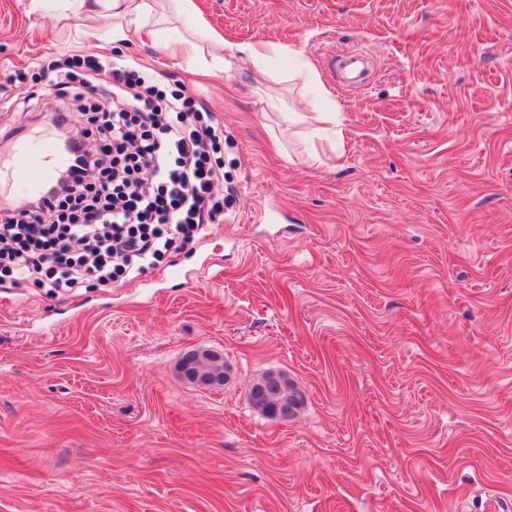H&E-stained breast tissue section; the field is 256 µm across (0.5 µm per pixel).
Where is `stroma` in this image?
Returning a JSON list of instances; mask_svg holds the SVG:
<instances>
[{
  "mask_svg": "<svg viewBox=\"0 0 512 512\" xmlns=\"http://www.w3.org/2000/svg\"><path fill=\"white\" fill-rule=\"evenodd\" d=\"M195 2L274 52L206 75L205 38L155 0L156 39L92 53L195 87L230 204L138 277L0 283V512L512 510V0ZM78 23L0 0V84L54 110L14 66L84 50ZM304 65L327 94L299 115ZM193 349L223 388L184 380ZM270 370L296 415L251 406ZM186 372L188 376L193 375L194 379L197 378L201 382L224 378L228 375L224 360L210 350H203L198 358L191 359L187 364Z\"/></svg>",
  "mask_w": 512,
  "mask_h": 512,
  "instance_id": "1",
  "label": "stroma"
}]
</instances>
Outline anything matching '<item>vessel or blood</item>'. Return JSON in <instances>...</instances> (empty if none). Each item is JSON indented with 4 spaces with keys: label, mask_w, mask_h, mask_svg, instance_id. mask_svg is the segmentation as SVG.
Masks as SVG:
<instances>
[{
    "label": "vessel or blood",
    "mask_w": 512,
    "mask_h": 512,
    "mask_svg": "<svg viewBox=\"0 0 512 512\" xmlns=\"http://www.w3.org/2000/svg\"><path fill=\"white\" fill-rule=\"evenodd\" d=\"M66 148L45 134L18 141L10 157L0 156V204L18 196L34 197L67 167Z\"/></svg>",
    "instance_id": "1"
}]
</instances>
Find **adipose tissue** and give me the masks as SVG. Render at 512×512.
<instances>
[{
    "label": "adipose tissue",
    "instance_id": "ef3b65f1",
    "mask_svg": "<svg viewBox=\"0 0 512 512\" xmlns=\"http://www.w3.org/2000/svg\"><path fill=\"white\" fill-rule=\"evenodd\" d=\"M63 7L85 14L91 19L90 24L80 28L81 39L94 45L106 37L105 20L132 18L136 29L149 26V18L153 13L151 0H60Z\"/></svg>",
    "mask_w": 512,
    "mask_h": 512
}]
</instances>
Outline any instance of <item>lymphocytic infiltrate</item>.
Returning a JSON list of instances; mask_svg holds the SVG:
<instances>
[{"label": "lymphocytic infiltrate", "mask_w": 512, "mask_h": 512, "mask_svg": "<svg viewBox=\"0 0 512 512\" xmlns=\"http://www.w3.org/2000/svg\"><path fill=\"white\" fill-rule=\"evenodd\" d=\"M38 66L64 104L49 127L64 129L75 107L84 131L67 148V172L42 195L0 206V276L54 291L134 277L223 218L211 155L224 129L196 94H166L152 73L94 55Z\"/></svg>", "instance_id": "lymphocytic-infiltrate-1"}]
</instances>
